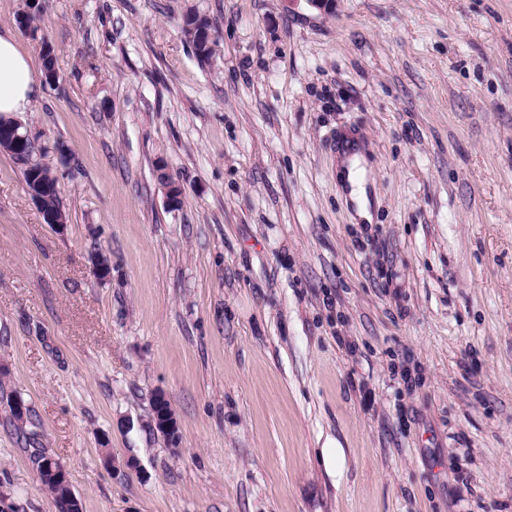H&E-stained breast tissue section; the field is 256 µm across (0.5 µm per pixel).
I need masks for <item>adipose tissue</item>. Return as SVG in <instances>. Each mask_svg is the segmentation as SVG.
I'll list each match as a JSON object with an SVG mask.
<instances>
[{"label":"adipose tissue","instance_id":"obj_1","mask_svg":"<svg viewBox=\"0 0 512 512\" xmlns=\"http://www.w3.org/2000/svg\"><path fill=\"white\" fill-rule=\"evenodd\" d=\"M40 93L32 57L21 49L12 30H0V117L11 119L27 111Z\"/></svg>","mask_w":512,"mask_h":512}]
</instances>
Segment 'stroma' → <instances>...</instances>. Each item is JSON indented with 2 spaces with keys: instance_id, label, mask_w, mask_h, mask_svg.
I'll use <instances>...</instances> for the list:
<instances>
[{
  "instance_id": "stroma-1",
  "label": "stroma",
  "mask_w": 512,
  "mask_h": 512,
  "mask_svg": "<svg viewBox=\"0 0 512 512\" xmlns=\"http://www.w3.org/2000/svg\"><path fill=\"white\" fill-rule=\"evenodd\" d=\"M27 2L68 220L0 151V490L56 512L38 449L82 512H512V0ZM187 26H195L200 35L196 41L192 43L196 54L204 61L212 58L214 53V40L211 34L210 24L206 18L200 15L192 14L184 18L183 30ZM348 165L344 168L346 182L350 186V196L358 204V215L360 218L370 221L371 215L368 210L366 198L363 157L357 151L346 159Z\"/></svg>"
}]
</instances>
